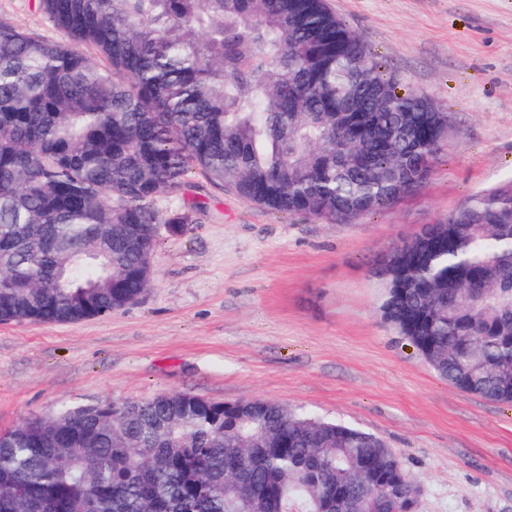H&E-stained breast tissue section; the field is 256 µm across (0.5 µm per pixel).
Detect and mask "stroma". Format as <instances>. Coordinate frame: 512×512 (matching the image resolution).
I'll return each instance as SVG.
<instances>
[{
	"instance_id": "35a3bbf8",
	"label": "stroma",
	"mask_w": 512,
	"mask_h": 512,
	"mask_svg": "<svg viewBox=\"0 0 512 512\" xmlns=\"http://www.w3.org/2000/svg\"><path fill=\"white\" fill-rule=\"evenodd\" d=\"M388 76L450 116L425 184L353 223L275 215L201 174L162 211L148 288L74 323L0 322V430L65 404L189 393L261 399L385 440L417 512H512V406L456 390L385 321L374 268L468 197L512 180V0H328ZM0 19L52 40L38 0Z\"/></svg>"
}]
</instances>
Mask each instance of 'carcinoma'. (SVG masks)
<instances>
[{"label":"carcinoma","mask_w":512,"mask_h":512,"mask_svg":"<svg viewBox=\"0 0 512 512\" xmlns=\"http://www.w3.org/2000/svg\"><path fill=\"white\" fill-rule=\"evenodd\" d=\"M0 20V322L103 316L147 287L191 170L351 223L417 192L448 113L326 0H39ZM387 322L457 390L512 406V181L381 261ZM371 433L262 400L80 403L0 433V512H416ZM0 19L13 26L52 40L63 41V34L38 8V0H0Z\"/></svg>","instance_id":"carcinoma-1"}]
</instances>
